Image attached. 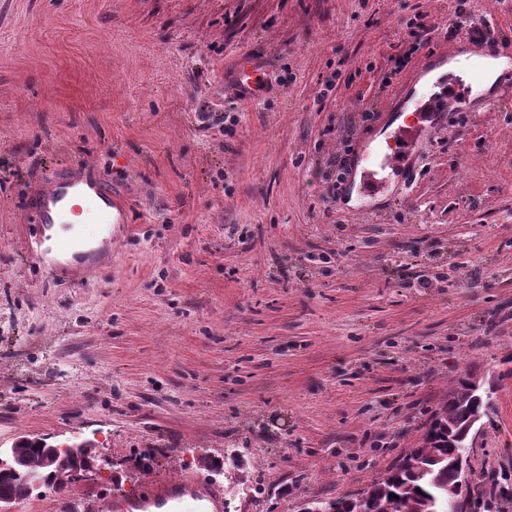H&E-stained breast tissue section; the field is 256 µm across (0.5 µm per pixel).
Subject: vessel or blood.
Masks as SVG:
<instances>
[{"label": "vessel or blood", "mask_w": 512, "mask_h": 512, "mask_svg": "<svg viewBox=\"0 0 512 512\" xmlns=\"http://www.w3.org/2000/svg\"><path fill=\"white\" fill-rule=\"evenodd\" d=\"M512 58V44L493 39L482 43L476 58L466 66L465 78L468 87L479 86L483 74V62L489 58ZM237 80L247 89L251 99H261L264 86L258 67L250 62H242L237 72ZM447 99L429 98L416 102L413 106L412 122L397 127L392 139L403 145L416 143L425 130L434 124L440 112L446 111ZM405 157L399 153L383 154L378 169L367 170L364 176L366 190L380 189L379 169H398L403 166ZM73 181L56 176L45 186L39 188L36 197L39 207L34 213L35 223L47 225L53 223L54 217L62 213L68 197L74 189ZM110 191L98 184H90L85 196L87 210L95 224H123L127 221L124 209L115 208L109 201ZM193 500L206 512H223L224 491L220 486L197 481L191 478L172 479L166 476L155 477L136 496L116 497L112 500L114 512H182L185 500Z\"/></svg>", "instance_id": "vessel-or-blood-1"}]
</instances>
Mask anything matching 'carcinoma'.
Returning a JSON list of instances; mask_svg holds the SVG:
<instances>
[{
    "instance_id": "1",
    "label": "carcinoma",
    "mask_w": 512,
    "mask_h": 512,
    "mask_svg": "<svg viewBox=\"0 0 512 512\" xmlns=\"http://www.w3.org/2000/svg\"><path fill=\"white\" fill-rule=\"evenodd\" d=\"M483 400L470 387L469 374L459 377L456 387L433 414L425 427L422 441L428 448H413L384 477L367 487L362 497L369 500L367 512H443L448 489L458 486V476L451 466L457 453L467 413L479 410ZM26 460V471L47 475L57 468L58 487H63L60 476L71 471L70 458L52 448L27 446L19 449ZM54 460V467L46 465ZM22 477L0 472V497H22ZM395 498H389V495Z\"/></svg>"
}]
</instances>
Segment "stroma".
Returning a JSON list of instances; mask_svg holds the SVG:
<instances>
[{
    "mask_svg": "<svg viewBox=\"0 0 512 512\" xmlns=\"http://www.w3.org/2000/svg\"><path fill=\"white\" fill-rule=\"evenodd\" d=\"M483 16L512 42V0H0V448L112 460L14 512L159 474L300 512L386 473L466 373L497 382L475 512H512V96L466 94L381 193L356 179ZM53 174L128 223L40 231ZM237 80L248 90L251 99L259 100L262 98L264 86L259 68L253 62L245 61L239 64ZM85 184L91 191L85 196V204L91 215L93 224H125L127 223V210L123 207L118 208L112 205L108 198L112 199V193L105 187L85 181ZM115 210V212H114Z\"/></svg>",
    "mask_w": 512,
    "mask_h": 512,
    "instance_id": "1",
    "label": "stroma"
}]
</instances>
